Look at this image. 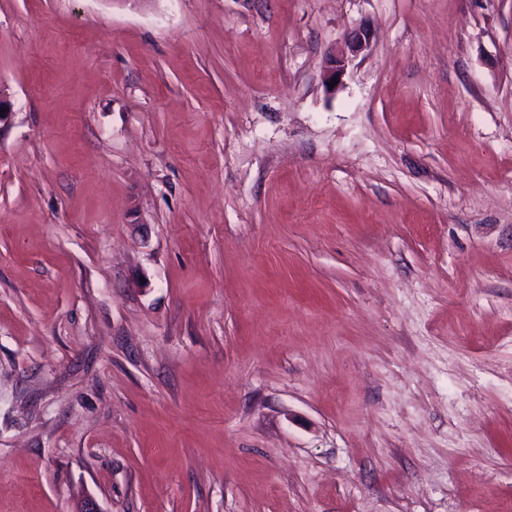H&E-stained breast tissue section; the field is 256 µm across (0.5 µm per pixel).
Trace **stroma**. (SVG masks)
I'll use <instances>...</instances> for the list:
<instances>
[{
    "label": "stroma",
    "instance_id": "obj_1",
    "mask_svg": "<svg viewBox=\"0 0 512 512\" xmlns=\"http://www.w3.org/2000/svg\"><path fill=\"white\" fill-rule=\"evenodd\" d=\"M0 88V512H512V0H0ZM373 38L374 33L367 25H360L346 36L343 50L332 53L327 59L323 76L328 88V83H333V79H337L336 85L342 82L353 59L372 48ZM336 85L330 89L336 90Z\"/></svg>",
    "mask_w": 512,
    "mask_h": 512
}]
</instances>
